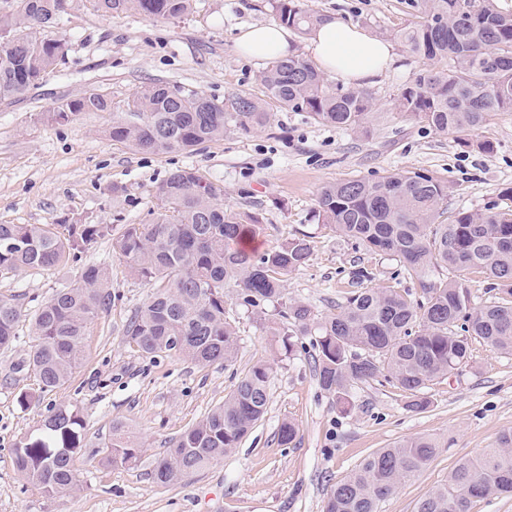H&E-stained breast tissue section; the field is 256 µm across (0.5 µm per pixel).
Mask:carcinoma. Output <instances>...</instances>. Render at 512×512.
<instances>
[{
  "label": "carcinoma",
  "instance_id": "carcinoma-1",
  "mask_svg": "<svg viewBox=\"0 0 512 512\" xmlns=\"http://www.w3.org/2000/svg\"><path fill=\"white\" fill-rule=\"evenodd\" d=\"M80 0H13L0 12V100L21 99L65 60L63 38L41 39L36 29L58 25ZM499 0H421L419 20L392 32L410 54L442 61L423 69L397 99L399 111L438 132L471 146L470 133L498 112H512V12ZM105 14L134 10L152 19H180L194 0H96ZM279 20L301 35L324 16L303 0H272ZM268 97L316 122L357 131L372 111L364 89H344L303 57L271 62L260 75ZM112 101L99 92L59 103V123L84 112H109ZM269 123L264 104L247 94L217 102L181 86L152 83L137 90L125 115L112 119L109 138L139 151H192L224 138L235 127L259 131ZM224 187L203 179L195 169L177 168L158 186L159 201L147 224H129L113 241L131 275L155 291L131 318L126 337L147 355H181L198 364L238 355L237 332L226 320L225 290L235 289L238 305L253 315L274 302L283 355L293 352L296 336L314 337L315 377L346 410L349 388L383 380L409 395L418 412L429 382L446 377L468 362L469 337L490 349L512 354V207L497 202L479 211L462 210L440 224L439 205L448 183L421 171L396 170L378 179L328 183L317 195L322 223L366 249L400 264L399 276L415 280L421 295L412 300L395 288H367L373 273L353 272L344 304L317 316L301 301L283 299L285 277L307 266L313 250L306 235L288 238L263 253L246 241L262 231L259 216L220 203ZM112 228L102 224H0V274L46 270L67 264L90 249ZM478 273L497 291L495 299L475 306L461 283L444 270ZM112 303L108 273L100 266L81 268L70 285L58 288L32 318L34 345L21 367L38 378L40 389L65 385L83 356L88 325ZM22 309L0 299V348L12 345ZM460 326L461 332L454 330ZM273 368L253 365L224 398L195 426L181 433L156 462L154 479L178 482L194 470L233 452L267 412ZM84 420L75 408L51 410L34 438L18 442L14 462L21 476L50 497L76 483L74 458L83 444ZM108 462L133 465L141 449L126 425L112 424L103 444ZM436 442L414 437L367 456L327 496L325 512H378L381 501L434 457ZM512 494V431L493 448L461 461L448 482L420 499L415 512H470L475 499Z\"/></svg>",
  "mask_w": 512,
  "mask_h": 512
}]
</instances>
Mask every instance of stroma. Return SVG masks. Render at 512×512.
Returning a JSON list of instances; mask_svg holds the SVG:
<instances>
[{"instance_id":"obj_1","label":"stroma","mask_w":512,"mask_h":512,"mask_svg":"<svg viewBox=\"0 0 512 512\" xmlns=\"http://www.w3.org/2000/svg\"><path fill=\"white\" fill-rule=\"evenodd\" d=\"M417 0H305L308 9L338 17L381 38L414 21ZM271 0H197L190 15L150 19L134 12L97 11L94 0L69 10L61 25L38 29L42 38L66 36L64 62L16 101H0V224H48L69 216L82 224H145L157 205L156 190L169 173L190 167L224 188L223 204L260 215L257 251L297 234L313 248L308 266L289 275L285 297L309 304L315 314L344 303L355 269L387 287L398 268L392 257L354 245L318 218L319 189L330 182L377 179L394 170L427 171L448 182L442 222L461 210H480L512 186V112H500L474 134L490 150L463 149L453 135L426 127L394 106L400 92L428 61L396 48L383 74L366 82L376 116L364 132L326 126L268 98L259 76L266 64L235 50L239 28L274 23ZM162 82L220 101L234 93L263 99L269 125L245 133L229 129L223 140L192 152H141L112 141V118L123 115L140 87ZM96 91L112 101L108 112H85L68 123L49 116L59 102ZM108 273L112 304L91 323L84 359L73 378L41 391L33 372L20 369L34 343L20 321L11 350L0 351V512H324L332 485L368 455L427 435L438 443L434 458L416 477L381 502L378 512H414L454 467L512 430V355L482 340L470 342L469 362L425 389L428 406L412 412L407 396L375 381L355 383L350 405L340 409L314 373L312 339L300 337L294 356L281 358L268 325L227 297L226 317L238 333L231 366L199 365L178 355L149 356L130 345L128 322L153 288L131 276L100 239L80 260L57 270H29L0 277V299L33 313L55 289L67 286L82 265ZM261 359L274 363L269 405L239 448L182 478L157 483L151 472L171 439L223 402ZM31 395L21 404V395ZM81 410L86 446L74 461L75 489L51 498L24 480L13 450L37 435L52 408ZM134 432L142 449L137 464H104L99 448L113 422ZM297 434L281 444L282 423Z\"/></svg>"}]
</instances>
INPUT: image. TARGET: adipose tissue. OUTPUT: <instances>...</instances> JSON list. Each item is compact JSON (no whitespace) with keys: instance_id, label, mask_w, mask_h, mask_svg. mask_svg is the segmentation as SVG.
<instances>
[{"instance_id":"ef3b65f1","label":"adipose tissue","mask_w":512,"mask_h":512,"mask_svg":"<svg viewBox=\"0 0 512 512\" xmlns=\"http://www.w3.org/2000/svg\"><path fill=\"white\" fill-rule=\"evenodd\" d=\"M235 44L240 55L256 60H277L295 52L290 31L276 24L242 27ZM305 49L320 70L350 84L383 74L395 59L390 43L333 18L312 32Z\"/></svg>"}]
</instances>
